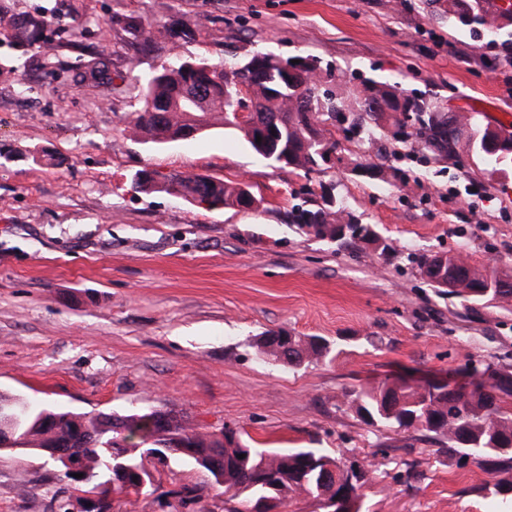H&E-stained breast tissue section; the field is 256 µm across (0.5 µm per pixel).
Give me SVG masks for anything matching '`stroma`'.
Wrapping results in <instances>:
<instances>
[{"label":"stroma","instance_id":"35a3bbf8","mask_svg":"<svg viewBox=\"0 0 512 512\" xmlns=\"http://www.w3.org/2000/svg\"><path fill=\"white\" fill-rule=\"evenodd\" d=\"M52 9L43 39L0 28V393L62 411L172 414L204 432L248 433L262 448H323L373 463L364 512H491L475 493L486 473L459 470L444 441L367 426L344 410L367 383L453 373L492 358L512 373V309L472 319L438 295L421 257L465 252L512 270V176L488 178L471 155L438 163L390 144L387 184L344 165L301 176L255 153L242 131L215 126L153 144L136 135L138 76L175 56L213 62L258 50L313 55L331 85L399 81L481 125L512 122V36L458 30L436 0H0L10 13ZM148 23L134 52L125 21ZM193 33L174 41L170 19ZM79 26L84 48H58ZM106 51L113 82H80ZM205 175L246 181L258 209H214L135 188ZM474 195H467V188ZM334 189L386 249H347L293 224L294 205ZM320 336L340 349L291 368L258 356L266 335ZM419 476L405 485L404 463ZM154 491L113 494L112 512H224L203 469L179 460L152 472ZM47 457L0 452V512H81Z\"/></svg>","mask_w":512,"mask_h":512}]
</instances>
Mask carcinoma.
<instances>
[{
  "mask_svg": "<svg viewBox=\"0 0 512 512\" xmlns=\"http://www.w3.org/2000/svg\"><path fill=\"white\" fill-rule=\"evenodd\" d=\"M473 0H442L441 7L460 28L479 25L500 33L512 27V11L496 16L487 13L467 18ZM53 13L11 15L8 25L20 38L41 35L53 26ZM298 63L293 64L291 60ZM320 61L312 55L281 57L256 52L230 68L205 59H178L144 78L134 129L147 142L185 139L195 131L216 125H236L253 150L272 164L305 175L326 165L323 150L335 151L339 142L332 129H339L360 148L373 146L381 131L392 138L432 152L440 160L454 159L467 148L480 156L493 176L504 172L512 156L501 161L486 149L493 130L461 116H452L434 103L413 96L398 82L364 81L353 91L322 88ZM83 78L111 79L106 64L92 59ZM250 104L259 117L277 119L275 133L265 144L257 142L263 131L237 121L234 113ZM363 177L382 182L388 174L382 163H352ZM172 190L185 199L208 197L225 207L248 209L242 200L243 184L215 181L209 177L175 175ZM295 223L320 239L341 245H377L380 237L370 224L360 223L347 211L344 199L335 206L320 204L302 208ZM448 269L457 276L430 279L436 292L459 300L472 313L477 306L496 301L512 306V274L471 265L456 254L447 256ZM490 287H485L487 279ZM258 353L290 367L317 363L330 352L321 338L295 336L288 352L257 342ZM512 393L494 396L462 388L432 395L403 382L383 381L352 391L347 404L371 426L414 431L426 437L445 439L448 457L460 469L475 464L491 480L477 487L496 503L512 505ZM0 448L45 452L54 457L63 478L84 494L90 506L82 512H112V493L145 495L153 485L147 467L149 452L169 449L167 456L207 470L216 485L224 488L238 506L228 512H249L253 501L271 497L277 504L299 497L320 503L346 495L361 512V489L371 482L374 470L345 473V458L317 448L271 450L254 448L244 434L218 443L209 432L191 429L158 410L130 415L58 411L0 395ZM68 453L81 466L80 478L55 456ZM245 458L240 459L238 455Z\"/></svg>",
  "mask_w": 512,
  "mask_h": 512,
  "instance_id": "cac0c4a2",
  "label": "carcinoma"
}]
</instances>
